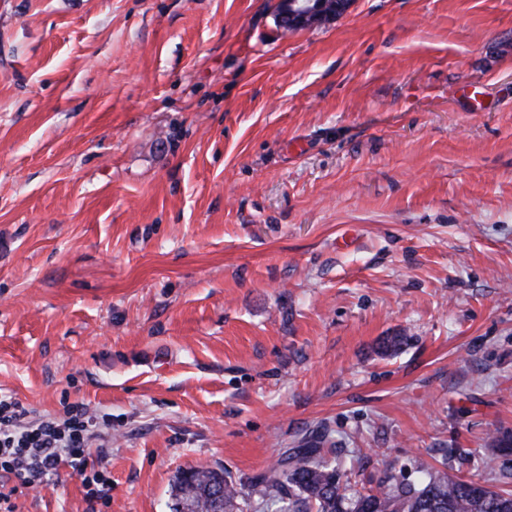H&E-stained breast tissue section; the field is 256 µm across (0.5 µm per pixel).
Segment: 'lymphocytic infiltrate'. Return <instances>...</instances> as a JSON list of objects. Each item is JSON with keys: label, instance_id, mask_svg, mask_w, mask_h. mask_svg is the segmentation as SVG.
Here are the masks:
<instances>
[{"label": "lymphocytic infiltrate", "instance_id": "lymphocytic-infiltrate-1", "mask_svg": "<svg viewBox=\"0 0 512 512\" xmlns=\"http://www.w3.org/2000/svg\"><path fill=\"white\" fill-rule=\"evenodd\" d=\"M111 426V414L91 413L82 404L70 406L66 419L58 421L0 393V471L12 484L10 493L0 492V512H14L11 494L49 485L64 469L81 476L88 497H98L109 478L91 468L89 448L101 429Z\"/></svg>", "mask_w": 512, "mask_h": 512}]
</instances>
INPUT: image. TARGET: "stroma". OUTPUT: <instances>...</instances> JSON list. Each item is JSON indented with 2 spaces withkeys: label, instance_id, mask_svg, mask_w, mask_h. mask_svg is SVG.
I'll use <instances>...</instances> for the list:
<instances>
[{
  "label": "stroma",
  "instance_id": "stroma-1",
  "mask_svg": "<svg viewBox=\"0 0 512 512\" xmlns=\"http://www.w3.org/2000/svg\"><path fill=\"white\" fill-rule=\"evenodd\" d=\"M0 391L111 414L101 512H171L181 470L247 479L321 427L362 481L485 477L512 431V0L294 32L277 0H0ZM14 503L91 512L67 471Z\"/></svg>",
  "mask_w": 512,
  "mask_h": 512
}]
</instances>
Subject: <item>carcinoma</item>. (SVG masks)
Listing matches in <instances>:
<instances>
[{
	"mask_svg": "<svg viewBox=\"0 0 512 512\" xmlns=\"http://www.w3.org/2000/svg\"><path fill=\"white\" fill-rule=\"evenodd\" d=\"M326 429L303 434L248 481L217 469L175 477L171 512H512V491L427 465L410 480L389 467L374 486L351 482ZM486 469L512 478V432L493 437Z\"/></svg>",
	"mask_w": 512,
	"mask_h": 512,
	"instance_id": "carcinoma-1",
	"label": "carcinoma"
}]
</instances>
